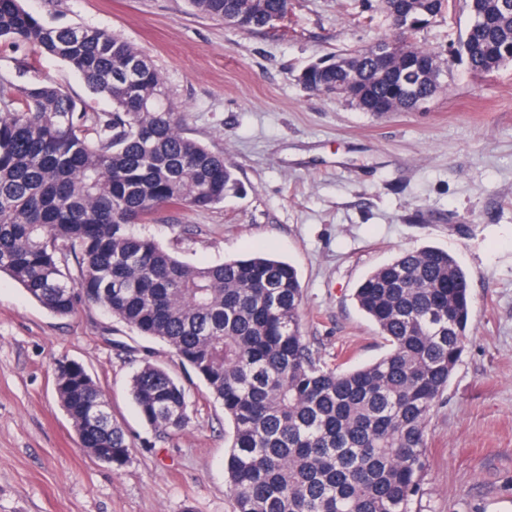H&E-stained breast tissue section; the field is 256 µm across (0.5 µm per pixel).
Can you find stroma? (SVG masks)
<instances>
[{
	"instance_id": "stroma-1",
	"label": "stroma",
	"mask_w": 512,
	"mask_h": 512,
	"mask_svg": "<svg viewBox=\"0 0 512 512\" xmlns=\"http://www.w3.org/2000/svg\"><path fill=\"white\" fill-rule=\"evenodd\" d=\"M51 26L105 28L162 72L183 128L224 154L240 194L208 209L158 208L136 233L182 261L217 264L258 249L291 263L302 332L328 365L387 350L353 294L400 252L436 246L465 271L474 302L466 347L427 425L418 512H512V63L484 75L451 65L420 109L373 116L304 88L327 54L393 34L382 0H290L286 29L248 32L187 0H23ZM469 25L464 0L420 34L447 54ZM0 75L55 84L109 109L50 56ZM189 383L190 421L160 436L129 394L141 350ZM110 397L131 443L120 471L79 447L56 394L60 357ZM224 408L163 341L97 306L57 317L0 276V512H233Z\"/></svg>"
}]
</instances>
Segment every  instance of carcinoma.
I'll use <instances>...</instances> for the list:
<instances>
[{
	"mask_svg": "<svg viewBox=\"0 0 512 512\" xmlns=\"http://www.w3.org/2000/svg\"><path fill=\"white\" fill-rule=\"evenodd\" d=\"M395 33L309 65L301 82L324 92L347 80L394 111H412L437 85L438 53L419 43L450 0H383ZM244 30L276 29L288 0H189ZM471 22L455 50L477 76L512 63V0H467ZM35 49L66 63L112 110L49 83L0 77V274L60 317L97 305L139 335L165 342L224 407L234 512H414L426 472V431L461 361L473 304L448 251L406 250L369 273L359 309L388 349L339 372L301 332L296 269L254 250L189 265L130 232L161 206L206 208L240 190L235 169L185 135L160 71L117 34L49 26L22 0H0V52ZM92 127L86 128V122ZM58 402L78 445L121 470L125 431L85 367L57 359ZM130 395L165 435L189 421L190 389L144 352Z\"/></svg>",
	"mask_w": 512,
	"mask_h": 512,
	"instance_id": "carcinoma-1",
	"label": "carcinoma"
}]
</instances>
